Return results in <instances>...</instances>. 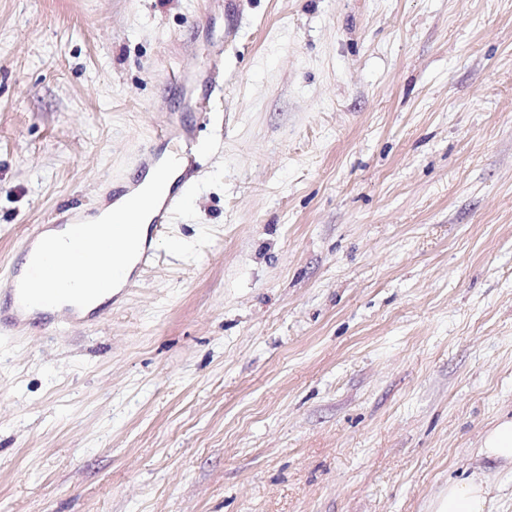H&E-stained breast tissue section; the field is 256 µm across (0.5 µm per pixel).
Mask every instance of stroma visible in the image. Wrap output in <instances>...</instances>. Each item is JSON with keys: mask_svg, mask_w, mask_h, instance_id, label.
Listing matches in <instances>:
<instances>
[{"mask_svg": "<svg viewBox=\"0 0 512 512\" xmlns=\"http://www.w3.org/2000/svg\"><path fill=\"white\" fill-rule=\"evenodd\" d=\"M223 120L94 326H0V512H431L512 417V0H0V260ZM198 126V125H197ZM181 240L182 252L170 248ZM182 204V198L176 194L173 190L170 192L164 199L161 206L157 209L156 214L152 221V231L153 235L150 240L139 249L136 253L134 261V274L136 277H130L125 285V288H131L133 284L138 280L141 274L151 268L156 260H157V251L154 246L151 244V240L153 237L157 236L171 221V218L174 214L176 208H178Z\"/></svg>", "mask_w": 512, "mask_h": 512, "instance_id": "35a3bbf8", "label": "stroma"}]
</instances>
